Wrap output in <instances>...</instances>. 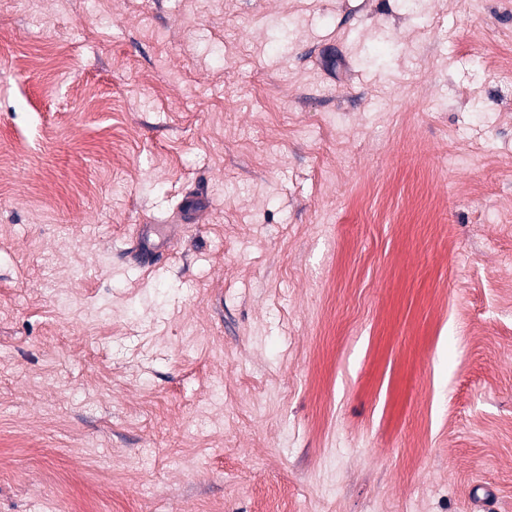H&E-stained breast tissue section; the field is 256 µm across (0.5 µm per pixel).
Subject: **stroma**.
<instances>
[{"label":"stroma","instance_id":"stroma-1","mask_svg":"<svg viewBox=\"0 0 512 512\" xmlns=\"http://www.w3.org/2000/svg\"><path fill=\"white\" fill-rule=\"evenodd\" d=\"M466 2L0 0V512H512V0ZM160 251L157 244L151 240L148 234L142 233L136 242V263L140 268L149 269L156 265V256Z\"/></svg>","mask_w":512,"mask_h":512}]
</instances>
